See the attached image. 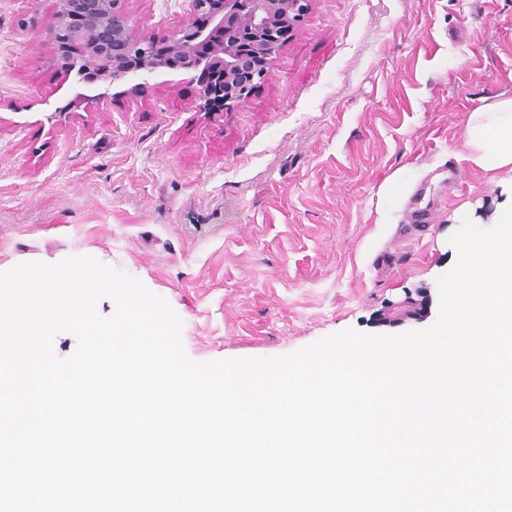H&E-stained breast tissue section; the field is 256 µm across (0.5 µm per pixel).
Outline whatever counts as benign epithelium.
Masks as SVG:
<instances>
[{"instance_id":"7a95c632","label":"benign epithelium","mask_w":512,"mask_h":512,"mask_svg":"<svg viewBox=\"0 0 512 512\" xmlns=\"http://www.w3.org/2000/svg\"><path fill=\"white\" fill-rule=\"evenodd\" d=\"M309 0H193V15L208 17L202 27L191 22L175 35L165 38L174 57L171 67L193 71L200 82L216 87L220 105L240 103L255 85L264 78L266 69L255 59L269 64L283 46L294 25L301 21ZM121 0H55L56 24L49 37V48L55 65L69 75L75 74L77 83L87 88L117 73L118 58L136 54L138 67L122 71L130 85V92L145 91L148 77L163 67L154 58L157 38L142 37L135 33ZM73 13L88 22L85 27L72 31L76 38L88 41L87 64L95 69L92 78L57 55L62 38L61 25Z\"/></svg>"}]
</instances>
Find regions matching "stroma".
<instances>
[{
    "label": "stroma",
    "instance_id": "1",
    "mask_svg": "<svg viewBox=\"0 0 512 512\" xmlns=\"http://www.w3.org/2000/svg\"><path fill=\"white\" fill-rule=\"evenodd\" d=\"M122 7L147 37L192 17L190 0ZM54 23V0H0V271L94 257L169 303L192 360L431 326L449 237L489 227L512 185L460 158L470 113L512 96V0H310L221 111L168 69L74 103Z\"/></svg>",
    "mask_w": 512,
    "mask_h": 512
}]
</instances>
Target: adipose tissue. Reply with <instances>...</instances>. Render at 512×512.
I'll return each instance as SVG.
<instances>
[{
  "label": "adipose tissue",
  "mask_w": 512,
  "mask_h": 512,
  "mask_svg": "<svg viewBox=\"0 0 512 512\" xmlns=\"http://www.w3.org/2000/svg\"><path fill=\"white\" fill-rule=\"evenodd\" d=\"M463 158L486 172H512V97L497 99L471 113Z\"/></svg>",
  "instance_id": "1"
}]
</instances>
